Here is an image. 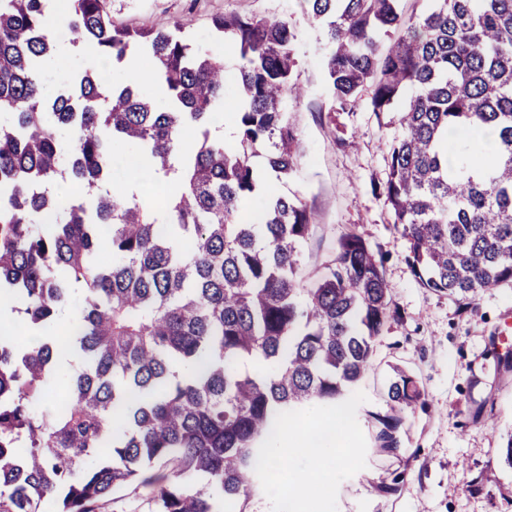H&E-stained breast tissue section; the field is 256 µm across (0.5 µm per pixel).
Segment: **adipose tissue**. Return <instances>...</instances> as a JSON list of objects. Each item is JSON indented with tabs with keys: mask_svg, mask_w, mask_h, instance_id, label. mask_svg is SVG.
Listing matches in <instances>:
<instances>
[{
	"mask_svg": "<svg viewBox=\"0 0 512 512\" xmlns=\"http://www.w3.org/2000/svg\"><path fill=\"white\" fill-rule=\"evenodd\" d=\"M350 426L339 410H312L306 424L296 433L279 429L269 433V451L265 466L272 469L294 470L289 486L290 499L310 495L315 485L330 481L334 469L347 465L348 457L341 452L339 441L347 436ZM305 460V468H297V460Z\"/></svg>",
	"mask_w": 512,
	"mask_h": 512,
	"instance_id": "ef3b65f1",
	"label": "adipose tissue"
}]
</instances>
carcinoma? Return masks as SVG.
<instances>
[{
	"label": "carcinoma",
	"mask_w": 512,
	"mask_h": 512,
	"mask_svg": "<svg viewBox=\"0 0 512 512\" xmlns=\"http://www.w3.org/2000/svg\"><path fill=\"white\" fill-rule=\"evenodd\" d=\"M304 2L328 47L332 110L351 111L369 82L370 110L399 113L380 190L420 284L464 309L512 284V0H433L409 18L399 0ZM48 11L49 0H0V292L23 300V323H0V512H95L128 484L149 489L153 512H239L265 474L267 429L353 394L390 309L381 261L355 232L301 284L310 212L258 175V156L278 180L298 166L287 107L303 95L298 33L213 19L237 52L227 144L215 134L224 59L184 21L129 30L107 0H69L72 42L114 68L137 59L140 79L75 70L52 97ZM392 29L402 34L379 51ZM188 129L190 151L178 139ZM118 143L153 159L154 205L101 191ZM66 172L99 190L93 216L52 190ZM256 195L261 224L241 211ZM101 251L112 261L96 263ZM73 281L82 303L62 333ZM420 397L407 376L390 385L388 411L373 415L379 448L397 450Z\"/></svg>",
	"instance_id": "obj_1"
}]
</instances>
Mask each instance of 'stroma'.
I'll use <instances>...</instances> for the list:
<instances>
[{"instance_id":"35a3bbf8","label":"stroma","mask_w":512,"mask_h":512,"mask_svg":"<svg viewBox=\"0 0 512 512\" xmlns=\"http://www.w3.org/2000/svg\"><path fill=\"white\" fill-rule=\"evenodd\" d=\"M113 21L132 29H167L188 21V34L237 62L232 45L214 41L220 15L287 20L299 33L297 79L304 97L289 104L301 134L297 171L279 186L306 204L312 226L301 249L305 279L315 280L341 235L353 231L382 261L391 288L390 317L374 343L371 366L353 394L352 426L337 470L323 494L295 504L285 484L258 480L243 512H512V466L505 461L512 432V372L495 356L512 352V285L477 297L460 310L447 294L424 288L408 262L405 239L378 184L388 175L390 114L371 112L363 91L350 112H331L327 49L304 0H109ZM421 392L407 409L397 451L375 443L373 414L387 410V390L399 375ZM481 421H474L476 408Z\"/></svg>"}]
</instances>
